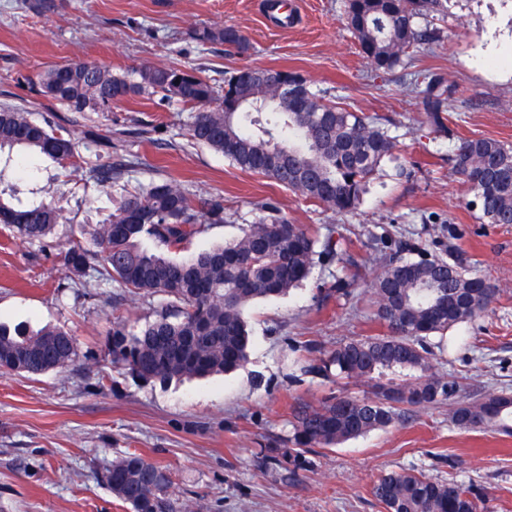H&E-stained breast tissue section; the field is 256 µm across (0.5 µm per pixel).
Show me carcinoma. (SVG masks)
<instances>
[{"instance_id":"carcinoma-1","label":"carcinoma","mask_w":512,"mask_h":512,"mask_svg":"<svg viewBox=\"0 0 512 512\" xmlns=\"http://www.w3.org/2000/svg\"><path fill=\"white\" fill-rule=\"evenodd\" d=\"M445 11V0H348L345 21L372 67L391 72L410 50L430 36L416 18ZM201 44L223 43L243 54L247 37L232 26H203L194 33ZM444 78L428 74L425 87L410 92L423 97L434 124L446 100ZM40 92L74 112H109L131 95L160 94L190 112L188 135L224 155L235 167L273 179L316 204L351 213L381 163L393 156L395 143L378 119L352 112L308 86V95L284 104L260 84L258 97L224 119L234 104L231 78L219 92L193 69L144 65L127 74L77 59L44 69ZM15 151L47 156L79 171L90 160L76 150L74 133L37 119L24 108L0 107V155ZM453 174L473 192L488 224H512V147L496 140L460 138L452 158ZM14 191L0 190V224L10 225L23 240L42 241L60 223L50 203L14 205ZM224 223V204L201 199L168 181L122 191L107 222L86 224L81 239L69 243L64 265L69 278L83 276L95 263L121 283L129 295L160 294L169 313L138 331L125 318L112 321L108 340L112 362L145 382L204 377L238 369L247 361L249 332L244 309L260 298L277 297L305 281L315 262L342 263L347 248L332 234L319 237L294 224L277 206L265 204L262 215L231 243L181 261L139 247L152 238L166 249L181 251L205 224ZM375 316L387 333L350 339L328 352L311 371H331L354 381L373 383L370 395H330L295 415L292 456L301 469L305 454L330 448L401 416V407H423L438 398L453 399L459 389L432 373L430 340L486 311L497 291L457 259L440 256L415 260L394 254L368 284ZM75 356L67 332L44 326L36 331L0 326V370L38 375L63 369ZM454 422L463 428L490 426L512 434V404L500 395L459 406ZM105 480L113 495L132 512H182L169 493V477L139 454L112 462ZM373 495L387 512H480L484 499L454 483L422 475L389 472L378 477Z\"/></svg>"}]
</instances>
